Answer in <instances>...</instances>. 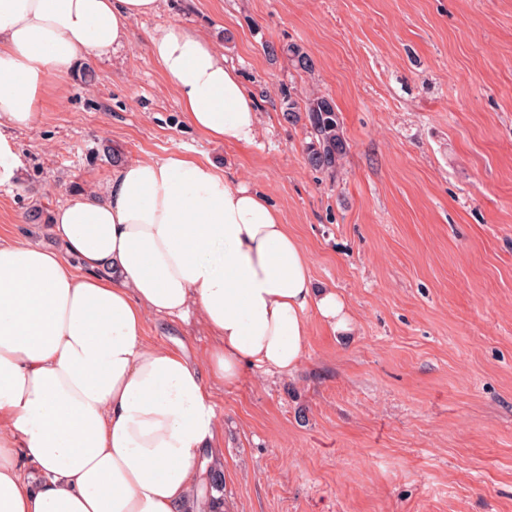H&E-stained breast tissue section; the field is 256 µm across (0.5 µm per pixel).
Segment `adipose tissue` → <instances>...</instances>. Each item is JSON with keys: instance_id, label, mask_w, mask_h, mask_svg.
<instances>
[{"instance_id": "adipose-tissue-1", "label": "adipose tissue", "mask_w": 512, "mask_h": 512, "mask_svg": "<svg viewBox=\"0 0 512 512\" xmlns=\"http://www.w3.org/2000/svg\"><path fill=\"white\" fill-rule=\"evenodd\" d=\"M161 0H0V187L22 160L11 132L37 124L55 77L124 45ZM151 54L185 121L211 141L259 134L224 53L178 24ZM64 245L0 243V512H211L221 419L197 365L144 340L149 316L196 312L224 384L301 365L309 315L336 336L354 317L317 286L279 210L215 166L176 153L132 159L106 189L51 216Z\"/></svg>"}]
</instances>
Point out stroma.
<instances>
[{"label": "stroma", "instance_id": "stroma-1", "mask_svg": "<svg viewBox=\"0 0 512 512\" xmlns=\"http://www.w3.org/2000/svg\"><path fill=\"white\" fill-rule=\"evenodd\" d=\"M177 23L212 39L253 94L251 145L185 121L148 51ZM295 43L313 60L295 71ZM333 99L348 154L311 169L288 100ZM0 241L59 248L29 223L124 160L215 163L281 213L312 274L350 307L332 336L310 317L292 376L205 378L224 429V512H512V0H164L128 46L56 80L15 131ZM147 342L202 359L197 317H153Z\"/></svg>", "mask_w": 512, "mask_h": 512}]
</instances>
